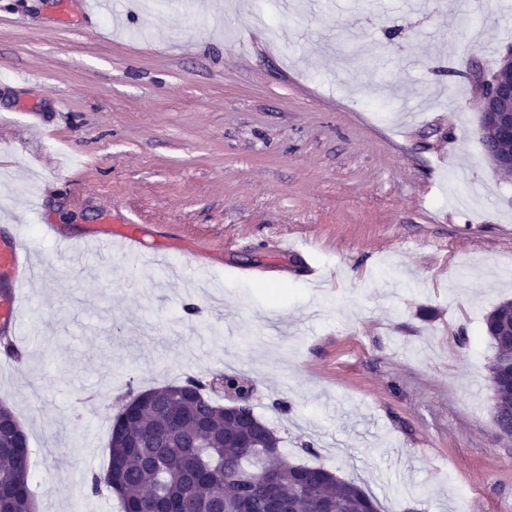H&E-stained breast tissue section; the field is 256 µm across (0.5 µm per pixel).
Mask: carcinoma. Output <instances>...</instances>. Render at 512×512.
Masks as SVG:
<instances>
[{"label":"carcinoma","mask_w":512,"mask_h":512,"mask_svg":"<svg viewBox=\"0 0 512 512\" xmlns=\"http://www.w3.org/2000/svg\"><path fill=\"white\" fill-rule=\"evenodd\" d=\"M512 325V300L485 315L484 336L495 356L488 366L490 381L505 373L503 362L512 342L499 329ZM203 385L186 381L144 391L135 412L115 409L111 420L107 469L92 474L91 487H111L120 512H155L158 504L178 512H210L217 503L224 512H239L245 502L260 512L272 488L250 474L257 465L288 492L285 512H378L375 499L353 481L342 480L322 466L292 463L282 452L266 455L264 448L280 443L268 427L252 447L231 442L236 425L224 418V407L203 394ZM0 512H35L30 485L27 434L11 407L0 401ZM207 439L196 445L197 422Z\"/></svg>","instance_id":"carcinoma-1"}]
</instances>
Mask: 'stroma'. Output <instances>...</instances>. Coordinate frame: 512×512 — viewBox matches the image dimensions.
I'll return each instance as SVG.
<instances>
[{
  "label": "stroma",
  "mask_w": 512,
  "mask_h": 512,
  "mask_svg": "<svg viewBox=\"0 0 512 512\" xmlns=\"http://www.w3.org/2000/svg\"><path fill=\"white\" fill-rule=\"evenodd\" d=\"M458 13L0 0V239L47 219L78 244H41L23 347L0 353L40 512H117L87 486L108 410L234 372L291 460L381 512H512L483 334L512 299V178L478 112L512 11L474 0L477 34ZM128 217L172 242L165 260L80 249ZM275 236L305 254L264 248Z\"/></svg>",
  "instance_id": "1"
}]
</instances>
